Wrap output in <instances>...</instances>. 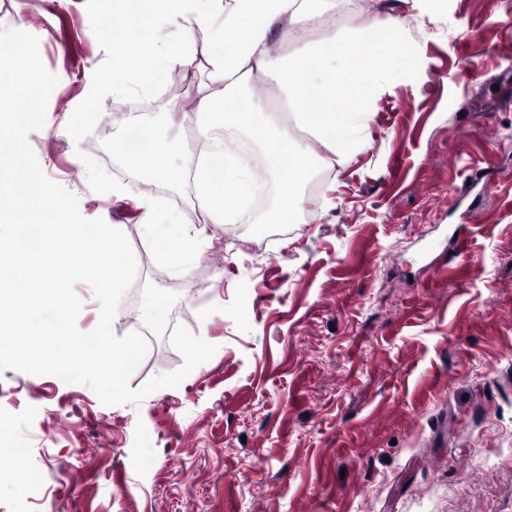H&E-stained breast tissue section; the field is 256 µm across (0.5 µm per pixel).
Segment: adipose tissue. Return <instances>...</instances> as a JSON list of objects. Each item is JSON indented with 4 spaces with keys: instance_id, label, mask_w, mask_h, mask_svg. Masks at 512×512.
Returning a JSON list of instances; mask_svg holds the SVG:
<instances>
[{
    "instance_id": "obj_1",
    "label": "adipose tissue",
    "mask_w": 512,
    "mask_h": 512,
    "mask_svg": "<svg viewBox=\"0 0 512 512\" xmlns=\"http://www.w3.org/2000/svg\"><path fill=\"white\" fill-rule=\"evenodd\" d=\"M191 0H112L121 23L106 26L98 36L113 46L110 82L116 93L149 92L160 86L180 61L178 48L155 43L158 23L188 14ZM330 0H206L192 15L196 25H208L215 11L225 14L224 27L201 47L221 95L200 97L195 120L207 135V149L182 179L192 180L198 207L213 223L234 224L246 212L234 205L253 193V171L247 163L238 131L264 140L271 168L278 175L276 206L264 216L268 224L291 223L302 206L298 186L318 163L303 141L291 135L298 128L322 141L338 163L347 162L362 144L361 122L373 112L386 89L408 78L419 67L399 23L385 19L382 40L359 42L326 38L281 56L273 42L275 25H325ZM276 74V104L243 107L236 90L249 76ZM113 153L128 157L157 178L172 169L161 136L143 114H129L125 132L113 139ZM139 222L159 255L172 266L190 271L197 261L192 238L177 216L159 211L146 196L136 201Z\"/></svg>"
}]
</instances>
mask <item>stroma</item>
Returning a JSON list of instances; mask_svg holds the SVG:
<instances>
[{"label": "stroma", "instance_id": "35a3bbf8", "mask_svg": "<svg viewBox=\"0 0 512 512\" xmlns=\"http://www.w3.org/2000/svg\"><path fill=\"white\" fill-rule=\"evenodd\" d=\"M330 31L275 32L280 54L327 35L380 37L384 11L423 65L365 122V142L302 193L310 220L214 224L192 184L140 187L113 155L131 106L151 107L172 168L200 142L193 111L209 32L181 42L177 78L115 94L96 38L111 0H0V27L39 39L59 82L28 143L82 217L128 237L137 276L117 336L149 329L138 389L179 369L169 324L217 347L205 368L140 403L102 404L82 384L0 370L12 447L52 470L56 512H512V0H335ZM122 186L114 194V186ZM182 218L189 273L153 249L134 201ZM471 227L465 253L444 247ZM163 303L165 323L151 316Z\"/></svg>", "mask_w": 512, "mask_h": 512}]
</instances>
